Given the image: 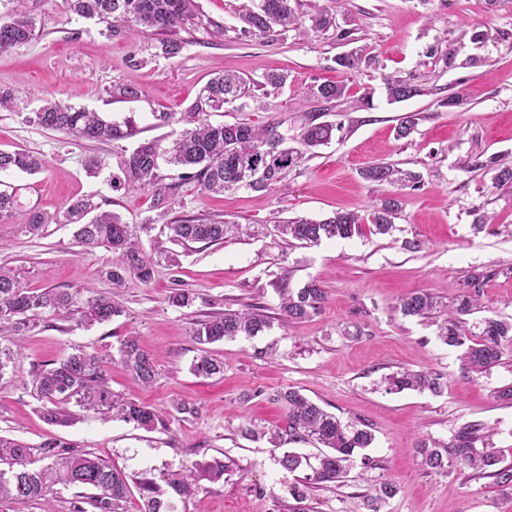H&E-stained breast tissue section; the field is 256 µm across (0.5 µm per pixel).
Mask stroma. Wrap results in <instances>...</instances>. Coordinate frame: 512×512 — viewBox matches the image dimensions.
<instances>
[{"label": "stroma", "mask_w": 512, "mask_h": 512, "mask_svg": "<svg viewBox=\"0 0 512 512\" xmlns=\"http://www.w3.org/2000/svg\"><path fill=\"white\" fill-rule=\"evenodd\" d=\"M333 11L337 30L349 31L352 45L336 32L307 38L288 32L277 41L242 35L240 9L253 0H195L198 17L174 29L183 48L172 58L160 50L161 34L140 27L107 37L93 20L70 15L62 0H20L41 26L29 44L0 55V90L10 93L13 108L0 111V150L27 149L45 162L42 173L4 174L25 207L54 213L68 202L93 196L104 211L123 222L154 218L142 234L146 252L166 244L167 230L157 223L153 192L113 191L112 172L136 144L164 139L171 125L163 112H181L200 88L219 73L232 72L254 82L252 97L211 113L212 123L271 124L287 146H299L310 122L336 124L328 145L306 154L271 191L240 188L207 195L184 184L171 204V216H195L235 224H260L261 235L240 233L224 243H193L180 250L177 265L160 264L150 284L127 279L122 287L97 277L112 262L104 247L79 244L74 228L49 224L37 235L0 223V265L13 268L33 289L91 288L111 293L124 309L111 322L85 328L52 317L40 318L23 340L8 370L11 385L0 389V435L39 445L50 437L103 459L133 475L145 470H175L189 461L223 459L222 480L208 484L197 498L178 503L179 512H294L295 502L279 460L295 451L310 455L312 442L288 436L281 391L296 388L342 421L368 425L375 440L367 454L371 466L350 465L344 481L313 485L308 512H512V493L492 479L469 472L435 474L421 466L419 440L448 443L471 423L481 424L504 464H512V404L498 390L512 385V352L477 373L469 369L464 348L439 338L434 317H405L402 298L425 291L451 303L470 271L496 269L487 283L483 307L465 318V333L477 337L487 317L512 318V185L493 181V167L476 168V154L512 163V0H314ZM223 38H215L216 27ZM491 31L485 41L476 35ZM362 50L370 66L344 72L336 58L348 47ZM452 52L454 68L445 70L428 57L429 48ZM477 66H469V59ZM286 76L284 88L265 90V74ZM414 75L423 95L392 103L384 80ZM342 82L344 98L325 102L313 86ZM130 85L138 96L117 89ZM373 105L358 107L365 88ZM461 93L454 108L441 101ZM56 98L131 120L135 133L118 141L71 142L62 134L29 123L45 99ZM407 113L418 116L410 138H397L395 127ZM104 159L95 176L85 170L88 157ZM388 163L420 174L413 189L371 182L361 173ZM397 196L395 228L373 232V208ZM365 217L360 234L306 247L279 237L280 221L303 217L321 221L336 211ZM490 224L475 229L476 214ZM419 249H410V242ZM318 280L326 299L309 320L285 326L277 321L275 282L302 288ZM192 289L198 299L178 309L167 302L171 288ZM264 309L269 330L211 345L224 363L222 374L201 377L191 363L200 351L191 331L196 320L224 310ZM137 336L153 360L157 381L147 387L112 362L122 339ZM83 349L102 356L113 392L123 400L156 408L164 419L153 431L91 412L67 427L42 419L38 396L28 389L34 368ZM404 369L443 377V395L401 392L387 379ZM185 412H177V405ZM255 426L278 431L277 440L244 437ZM395 492L384 500L382 484Z\"/></svg>", "instance_id": "1"}]
</instances>
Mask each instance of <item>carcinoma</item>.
Listing matches in <instances>:
<instances>
[{
  "label": "carcinoma",
  "mask_w": 512,
  "mask_h": 512,
  "mask_svg": "<svg viewBox=\"0 0 512 512\" xmlns=\"http://www.w3.org/2000/svg\"><path fill=\"white\" fill-rule=\"evenodd\" d=\"M298 0H258L253 9L239 15L241 32L265 40L274 41L290 31L308 37L326 32L335 25L329 12L310 5V11L302 12ZM73 15L106 24V32L118 36L130 27L142 26L156 32H171L194 19V0H65ZM36 21L25 12L11 11L0 14V54L28 44L35 37ZM336 63L346 71L355 72L370 60L351 49L340 54ZM250 85L244 78L224 73L210 79L199 91L193 104L175 123L182 129L171 134L166 146L160 141L139 144L126 157L119 171L112 175L115 190L150 189L157 197V205H165L175 197L184 183H194L204 193H224L241 187L254 191H269L291 169L299 166L306 152L328 144L336 125L322 122L310 123L301 141V147H286L276 127L253 125L245 122L212 124L209 113L218 111L226 104L249 96ZM346 86L341 82L322 83L311 89V94L324 101L344 96ZM385 92L389 100L401 102L423 93L420 85L406 77L388 78ZM35 124L56 131L75 142H111L128 137L121 125L105 119L100 113L75 107L62 100L48 99L30 117ZM417 126V117L409 113L399 119L396 135L409 137ZM181 169L178 181L162 183L160 162ZM44 168L43 159L37 154L18 149L0 152V173L18 169L35 174ZM400 171L390 165H374L363 171L364 179L390 184L405 181L416 186L421 176L408 174L399 177ZM400 201L395 197L383 200L370 217L375 233L386 235L394 228ZM164 208L156 218H149L140 225L122 222L114 212L98 211L92 199L83 198L66 204L50 216L36 209H26L16 190L0 181V220L21 227L27 234L35 235L47 224H74L75 238L88 246H105L112 252L110 266L97 271L100 278L122 285L126 279L135 278L143 284L151 282L156 264L164 260L178 264V254L157 246L148 255L140 248L138 231L146 232L167 216ZM362 218L352 211H337L322 221L291 218L276 226L283 239L291 238L302 245H316L322 239L350 238L361 231ZM168 239L174 244H217L238 233L239 225L224 221L203 220L183 216L166 222ZM498 270L471 271L464 279L456 302L439 307L428 293H415L399 303L397 311L405 317H427L435 313L443 316L439 337L453 347H466V361L477 372L497 364L505 347L512 342V321L488 317L483 320L480 337L469 341L464 332V316L472 314L480 306L484 288ZM279 290L280 319L293 324L311 318L325 300V291L316 280L307 282L297 291L283 286ZM196 299V293L188 288H176L169 302L179 308L188 307ZM123 307L111 296L92 291L85 296L82 290L46 288L32 291L25 287L13 269L0 267V335L12 336L13 347L0 346V385L7 368L20 354V336L33 328L39 317L52 316L62 320H74L90 327L112 321L122 315ZM272 317L260 308L241 311L226 310L195 323L192 336L200 345L214 344L237 336H258L270 329ZM118 361L144 384L156 380V371L147 353L134 336L120 341ZM192 370L201 376H212L224 370V363L208 356L196 358ZM395 391H428L439 395L445 384L437 375L424 371L404 370L388 380ZM32 386L42 400L40 412L51 425L68 426L79 419L80 414L71 409L112 414L137 427L153 430L163 423L158 411L151 406L125 402L110 389L101 359L82 349H77L57 362L40 366L32 375ZM288 410V435L292 439L310 440L325 448L310 457L289 452L280 460L281 468L294 474L305 468L311 473L290 486V494L301 503L307 499L309 485L340 482L346 475V463L354 453L372 446L374 434L365 424L344 423L335 415L290 388L280 394ZM478 423L462 427L446 445L423 440L417 448L422 465L433 473L471 469L505 490H512V466L501 465L498 451L485 443ZM482 446H477V443ZM224 462L218 459L195 461L177 470L163 474V481L170 496L159 487L154 477L141 474L136 483L143 491L142 512H177L174 498L181 500L206 491L201 481L216 482L224 477ZM75 487L82 490L94 512H126L129 497V481L124 472L112 468L101 458L82 453L69 445L48 438L34 447L23 441L0 436V499L28 502L47 499L55 492V486Z\"/></svg>",
  "instance_id": "1"
}]
</instances>
